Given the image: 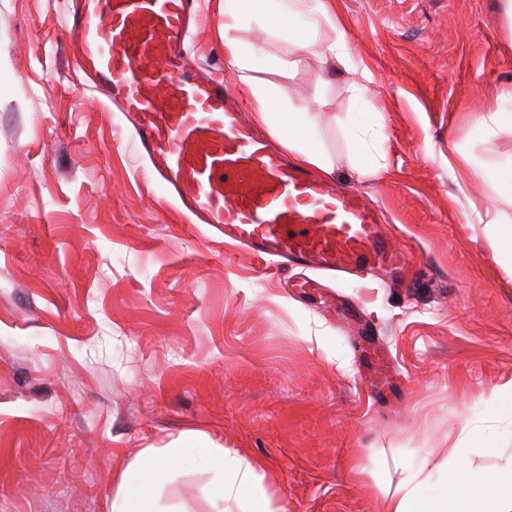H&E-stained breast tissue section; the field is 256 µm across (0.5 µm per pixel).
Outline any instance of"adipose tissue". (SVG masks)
<instances>
[{"instance_id": "ef3b65f1", "label": "adipose tissue", "mask_w": 512, "mask_h": 512, "mask_svg": "<svg viewBox=\"0 0 512 512\" xmlns=\"http://www.w3.org/2000/svg\"><path fill=\"white\" fill-rule=\"evenodd\" d=\"M275 8L266 14L268 26L294 33L301 46H311L308 36L318 18H331L329 0H274ZM295 127L284 146L296 163L315 167L322 174L332 168L320 153L314 121L304 112L290 115ZM208 465L219 477L221 497L247 501L250 512H272L259 484L257 465L211 444L196 441L189 448H176L168 454L148 451L131 464L140 479L136 484H121L112 500L110 512H155L152 491L182 460L184 451ZM384 512H512V467L502 469L494 479H486L466 461L463 448L448 450V466L437 482L409 481L404 488L386 493Z\"/></svg>"}]
</instances>
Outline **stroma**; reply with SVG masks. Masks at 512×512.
Listing matches in <instances>:
<instances>
[{
  "label": "stroma",
  "instance_id": "35a3bbf8",
  "mask_svg": "<svg viewBox=\"0 0 512 512\" xmlns=\"http://www.w3.org/2000/svg\"><path fill=\"white\" fill-rule=\"evenodd\" d=\"M334 2L347 65L257 15L233 32L262 60L278 136L314 108L333 180L409 259L323 302L148 177L55 38L66 0H0V512H108L137 455L197 434L259 461L272 512H382L385 489L452 441L484 477L512 463V416L490 410L512 381V268L486 216L512 204L462 162L512 159V133L474 117L512 91L502 0ZM223 6L200 0L189 48L237 97ZM217 484L182 465L157 510L243 512Z\"/></svg>",
  "mask_w": 512,
  "mask_h": 512
}]
</instances>
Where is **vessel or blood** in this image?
<instances>
[{
    "mask_svg": "<svg viewBox=\"0 0 512 512\" xmlns=\"http://www.w3.org/2000/svg\"><path fill=\"white\" fill-rule=\"evenodd\" d=\"M197 0H73L63 25L95 97L130 123L149 173L248 253L322 275L398 271L406 255L360 190L294 166L243 118L222 76L190 58Z\"/></svg>",
    "mask_w": 512,
    "mask_h": 512,
    "instance_id": "obj_1",
    "label": "vessel or blood"
}]
</instances>
